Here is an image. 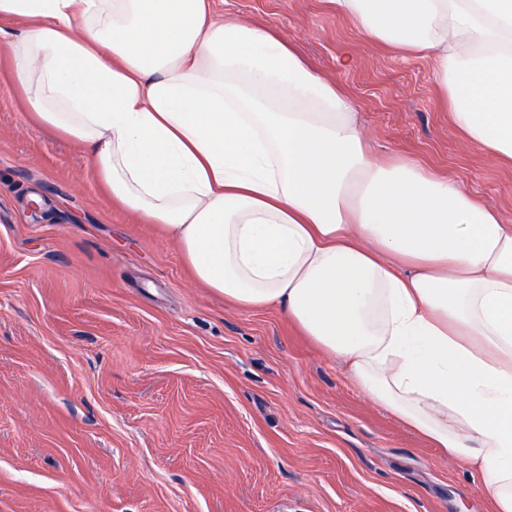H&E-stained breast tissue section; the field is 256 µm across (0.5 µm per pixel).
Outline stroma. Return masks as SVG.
I'll return each instance as SVG.
<instances>
[{"mask_svg": "<svg viewBox=\"0 0 512 512\" xmlns=\"http://www.w3.org/2000/svg\"><path fill=\"white\" fill-rule=\"evenodd\" d=\"M343 86L382 161L512 224V165L466 144L430 61L331 0H213ZM0 512H489L482 476L367 398L278 310L198 284L165 230L34 122L0 43Z\"/></svg>", "mask_w": 512, "mask_h": 512, "instance_id": "1", "label": "stroma"}]
</instances>
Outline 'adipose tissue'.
I'll return each instance as SVG.
<instances>
[{"mask_svg":"<svg viewBox=\"0 0 512 512\" xmlns=\"http://www.w3.org/2000/svg\"><path fill=\"white\" fill-rule=\"evenodd\" d=\"M429 59L455 126L512 163V0H333ZM29 112L196 282L279 308L512 512V224L366 149L353 100L211 0H0Z\"/></svg>","mask_w":512,"mask_h":512,"instance_id":"1","label":"adipose tissue"}]
</instances>
